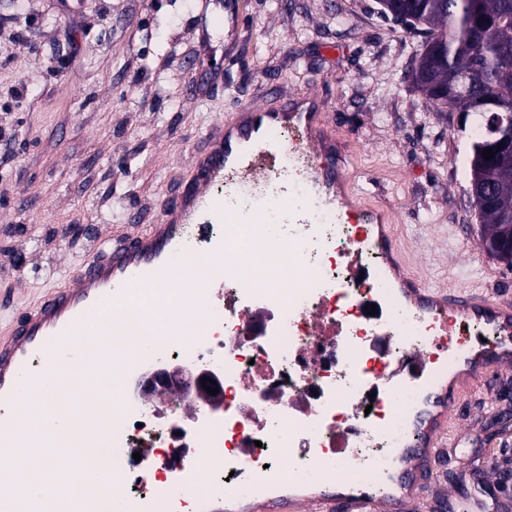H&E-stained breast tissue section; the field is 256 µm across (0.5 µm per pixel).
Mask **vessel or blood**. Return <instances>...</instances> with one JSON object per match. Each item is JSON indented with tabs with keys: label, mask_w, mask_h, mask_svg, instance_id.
<instances>
[{
	"label": "vessel or blood",
	"mask_w": 512,
	"mask_h": 512,
	"mask_svg": "<svg viewBox=\"0 0 512 512\" xmlns=\"http://www.w3.org/2000/svg\"><path fill=\"white\" fill-rule=\"evenodd\" d=\"M327 109L326 101L315 91L280 100L273 107L260 104L244 108L197 155L188 185L164 210L160 223L99 250L71 282L51 289L28 313L10 323L0 337V448L29 449L24 460L29 472L51 470L61 480L75 484L74 492L59 499L56 512H94L99 490L80 483L84 461L72 453L80 445L78 437L65 440L68 454H59L53 448L33 452L34 442L25 430V416L17 403L20 388L32 379V364L52 366L65 343L107 328L111 345L83 348L81 393L96 398L111 392L117 403L112 411V429L120 431L132 413L125 386L141 374L144 360L121 354L128 338L138 335V328L117 320L106 323V312L125 306L131 291L163 298L179 280L191 278L198 279L200 286L180 289L184 301L200 297L208 306L219 303L224 286V253L233 241L267 223L264 204L268 201L277 205L275 238L288 243V267L294 271L301 270L308 249L335 245L336 224L359 227L358 237L343 258L352 274L362 275L364 282L371 284L368 301L377 305L376 315L331 325L321 314H309L296 289L283 288L276 280L265 287L267 300L287 303L289 323L310 320L316 332L335 337L351 351V366L359 371V389L338 396V403L355 415L367 393L381 401L408 390L421 395L420 404L406 420L404 438H396L393 422L381 415L361 427L337 429L330 445L320 440L323 409L308 407L304 396H297L294 405L305 409L311 425L292 433L289 445L294 458L307 459L322 474L348 457L355 443L362 442L370 447L387 446L394 461L387 475L391 486L387 494L379 495L366 487L353 493L293 496L288 504L290 512H420L430 494L431 476L446 460L448 412L457 404V392L447 382L448 368L476 362L473 380L480 383L511 366L512 304L480 290L431 289L415 277H404V284L413 293L410 316L424 343L409 348L405 356L390 361L379 372L364 370L373 348L385 347L394 334L388 316L393 308L389 289L367 267L364 255L370 251L391 255L395 245L391 235L374 233L380 218L376 209L365 204L347 206L339 193L350 167L321 130ZM228 170L236 173L239 190L221 199L214 188ZM324 211L333 215L335 225L320 221ZM189 225L204 244L201 252L189 253L182 247L180 234ZM237 291V302L225 309L224 318L245 326L257 315L258 304L250 282L238 280ZM472 321L482 323L494 334L492 348L454 342V335ZM107 363L112 366L108 372L103 369ZM235 441L241 483L274 486L282 480L279 465L256 468L250 464L252 448L244 427H236ZM189 455L186 462L171 460L169 484L149 499L130 498L119 485L129 469L146 474L155 468L150 449H142L137 459L126 454L100 461L104 477L117 487L114 498L118 512H172V504L187 499L202 478L195 462L197 449H190ZM469 483L471 494L449 500L450 512H512V494L496 490L484 470L472 471Z\"/></svg>",
	"instance_id": "obj_1"
}]
</instances>
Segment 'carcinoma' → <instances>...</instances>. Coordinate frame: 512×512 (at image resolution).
Wrapping results in <instances>:
<instances>
[{
	"instance_id": "carcinoma-1",
	"label": "carcinoma",
	"mask_w": 512,
	"mask_h": 512,
	"mask_svg": "<svg viewBox=\"0 0 512 512\" xmlns=\"http://www.w3.org/2000/svg\"><path fill=\"white\" fill-rule=\"evenodd\" d=\"M381 14L428 33L411 71L438 112L471 120V194L482 220L480 245L512 268V250L496 246L512 226V132L493 114L512 105V0H379ZM496 150L484 159L483 150Z\"/></svg>"
}]
</instances>
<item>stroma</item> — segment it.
I'll return each mask as SVG.
<instances>
[{
    "label": "stroma",
    "instance_id": "obj_1",
    "mask_svg": "<svg viewBox=\"0 0 512 512\" xmlns=\"http://www.w3.org/2000/svg\"><path fill=\"white\" fill-rule=\"evenodd\" d=\"M0 0V328L64 286L94 243L159 223L214 130L273 86L319 92L365 203L433 288L512 299L479 246L468 141L410 71L423 30L378 0ZM512 371L462 391L448 436L500 475Z\"/></svg>",
    "mask_w": 512,
    "mask_h": 512
}]
</instances>
